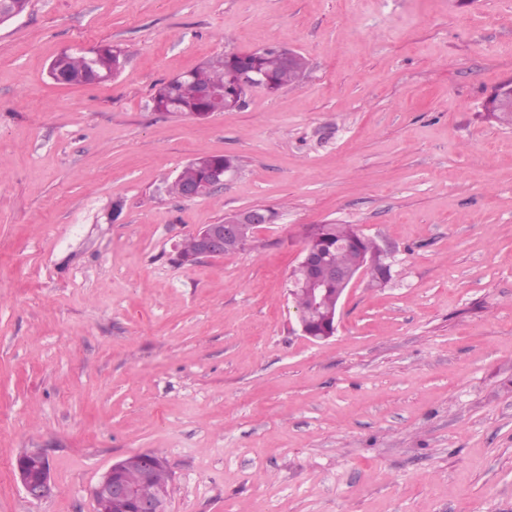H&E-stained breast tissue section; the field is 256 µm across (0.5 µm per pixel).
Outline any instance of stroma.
<instances>
[{
    "mask_svg": "<svg viewBox=\"0 0 512 512\" xmlns=\"http://www.w3.org/2000/svg\"><path fill=\"white\" fill-rule=\"evenodd\" d=\"M273 42L306 58L296 85L154 111L161 82ZM105 43L111 80L50 79ZM510 77L512 0H31L0 24V512H95L148 451L169 512H512V128L484 117ZM201 153L236 172L169 194ZM258 206L259 249L178 261ZM308 224L395 259L325 341L289 293ZM14 475L32 500L39 501L51 493L49 463L40 451L31 450L22 453L16 459Z\"/></svg>",
    "mask_w": 512,
    "mask_h": 512,
    "instance_id": "stroma-1",
    "label": "stroma"
}]
</instances>
